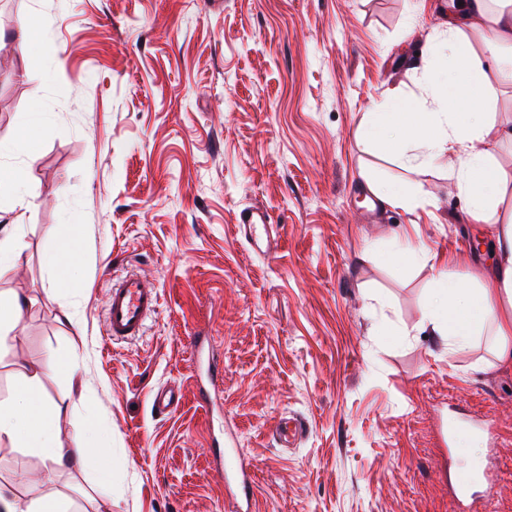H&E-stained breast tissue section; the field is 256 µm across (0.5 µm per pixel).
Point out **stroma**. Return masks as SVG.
<instances>
[{
  "label": "stroma",
  "instance_id": "35a3bbf8",
  "mask_svg": "<svg viewBox=\"0 0 512 512\" xmlns=\"http://www.w3.org/2000/svg\"><path fill=\"white\" fill-rule=\"evenodd\" d=\"M448 0H0V144L40 126L35 160L6 154L27 208L0 297H24L0 351V401L49 359L43 396L62 447L80 425L102 449L51 471L0 440V481L72 512H236L213 454L232 433L251 512H454L456 468L483 462L487 512H512V373L487 337L448 352L418 323L440 276L466 281L485 225L445 168L409 172L363 141L388 92L430 91L413 59L445 38ZM40 49L16 41L28 14ZM42 107L32 111L33 94ZM415 185L414 208L370 202L367 177ZM269 216L265 237L242 211ZM72 234L75 287L52 290L51 241ZM436 262L408 264L397 242ZM130 273L159 291L143 336L111 340L108 292ZM224 361L213 410L196 398L188 337ZM181 390L170 413L153 392ZM496 436L444 447L442 416ZM300 441L274 437L281 418ZM112 483L101 493L98 474Z\"/></svg>",
  "mask_w": 512,
  "mask_h": 512
}]
</instances>
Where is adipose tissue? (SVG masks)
<instances>
[{
    "label": "adipose tissue",
    "mask_w": 512,
    "mask_h": 512,
    "mask_svg": "<svg viewBox=\"0 0 512 512\" xmlns=\"http://www.w3.org/2000/svg\"><path fill=\"white\" fill-rule=\"evenodd\" d=\"M448 36L437 52L459 64L445 72L428 62H412L421 71L432 94L414 105L397 95L386 97L383 111L365 113L366 137L377 146L394 138L400 164L408 169L443 161L460 193L470 202V215L488 222V213L512 186V173L492 163L484 143L492 131L512 139V130L496 129L484 111L501 85L512 83V4L490 11L488 0H451ZM482 37L496 61L494 71L483 68L471 37ZM491 260L476 282L440 277L432 283V298L422 325L440 337L445 349H463L476 337L492 338L497 367L512 370V224L492 226ZM58 362L48 361L30 373L15 400L0 402V438H8L42 458L50 468L79 464L95 448L94 438L77 437L72 448L61 447L57 409L43 399L42 380L56 374Z\"/></svg>",
    "instance_id": "1"
}]
</instances>
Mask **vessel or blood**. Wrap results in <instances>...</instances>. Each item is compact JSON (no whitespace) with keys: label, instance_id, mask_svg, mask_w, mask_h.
Masks as SVG:
<instances>
[{"label":"vessel or blood","instance_id":"vessel-or-blood-1","mask_svg":"<svg viewBox=\"0 0 512 512\" xmlns=\"http://www.w3.org/2000/svg\"><path fill=\"white\" fill-rule=\"evenodd\" d=\"M159 305V293L155 284L143 277L129 274L113 284L106 306L108 336L115 340H129L142 335L145 321L155 313ZM189 345L194 352H207L206 380L199 387L202 404L213 401L216 384L223 372V363L210 354V341L205 336H193ZM217 470L235 478L238 496L249 497L251 480L247 463L236 454H220L216 457ZM487 473L483 470L458 471L453 475V490L459 512H469L471 500L479 488L487 484Z\"/></svg>","mask_w":512,"mask_h":512}]
</instances>
